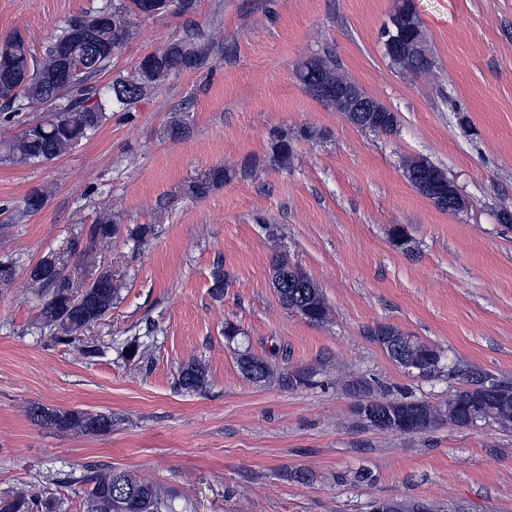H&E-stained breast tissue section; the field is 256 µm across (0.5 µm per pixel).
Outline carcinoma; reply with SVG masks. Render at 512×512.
<instances>
[{"label": "carcinoma", "instance_id": "cac0c4a2", "mask_svg": "<svg viewBox=\"0 0 512 512\" xmlns=\"http://www.w3.org/2000/svg\"><path fill=\"white\" fill-rule=\"evenodd\" d=\"M152 15L149 0H102L92 13L71 17L49 42L42 59L31 52L26 38L19 32L10 35L0 45V55L8 56L14 72L0 66V101L7 113L21 112L47 100L61 99L65 93L77 91V96L50 113L46 119L27 126L9 147L8 160L18 163L51 161L64 154L73 145L97 131L107 112L123 111L131 103L147 96L167 77L179 71L201 66L209 52L201 41L180 40L164 49L148 54L139 62L133 74L112 80L105 91L90 102L91 87L87 83L101 72L112 59V54L133 34L135 20ZM392 64L413 73H427L433 58H414L407 54L386 53ZM336 57L328 54L300 61L295 68L298 82L308 91L313 86L334 87L349 84L340 79ZM367 130L390 134L398 127V116L391 112H372ZM273 162L286 169L293 159V139L286 133L274 136L271 147ZM402 171L409 183L431 178L442 188L448 187L447 172L426 156L407 157ZM230 173L222 167L209 171L203 178L191 182L187 191L194 198H202L224 184ZM120 233L117 224H92L71 243V249L84 257L96 253L104 241ZM30 284L48 294L41 304L40 323L56 331L61 338L71 337L101 319L118 299L120 285L112 273L103 271L85 287L80 295L72 297L73 282L65 267L52 253L44 255L28 267ZM211 294L224 296L228 280L224 268L218 265L210 274ZM271 282L281 306L293 311L311 323H323L329 309L324 295L300 267L277 255L271 263ZM365 336L387 354L404 372L423 379L446 377L461 380L443 408L423 401L393 398L373 394L372 384L357 379L350 385L351 395L359 402L355 412L369 425L399 434L427 431L446 422L456 427L477 423L496 424L504 429L512 427V383H490L479 369H462L444 354V351L425 342L415 341L401 334L395 327L380 325L369 328ZM242 374L256 382L273 376L286 389H295L306 383L299 372H274L272 362L252 354L240 352ZM178 385L188 392H196L207 385L205 369L196 363L183 367ZM30 417L40 423L59 429H73L84 434H105L112 429V416L75 409H49L40 405L29 408ZM91 487L85 492L84 512H175L172 500L152 485L138 480L126 470L112 467L95 471ZM378 504L384 512H421V500L388 499ZM50 502H36L23 496L0 498V512H52Z\"/></svg>", "mask_w": 512, "mask_h": 512}]
</instances>
